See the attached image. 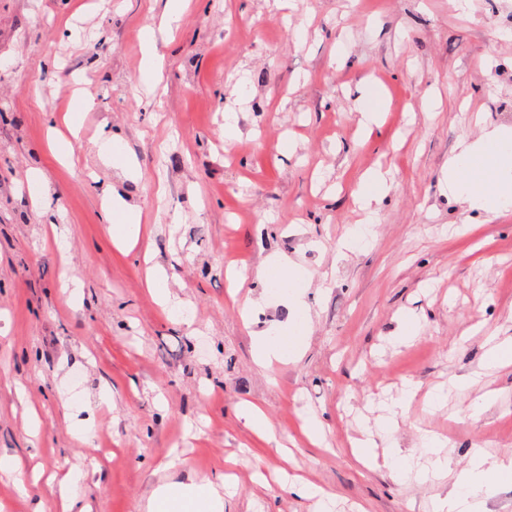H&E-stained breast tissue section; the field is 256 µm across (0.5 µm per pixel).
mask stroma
<instances>
[{
	"label": "stroma",
	"instance_id": "1",
	"mask_svg": "<svg viewBox=\"0 0 512 512\" xmlns=\"http://www.w3.org/2000/svg\"><path fill=\"white\" fill-rule=\"evenodd\" d=\"M289 2L186 0L178 28L156 34L151 78L139 34L165 0H0V456L21 460L0 471V512H60L68 475L92 512H144L156 486L215 480L229 456L247 494L224 512H310L283 483L253 484L258 464L323 487L334 512H430L447 482L363 468L352 439L371 433L412 471L427 431L447 435L456 466L478 448L512 453V366L482 367L487 338L512 336V213L487 221L441 187L461 141L512 125V0L464 13L453 0ZM79 88L94 106L72 133ZM362 89L384 100L379 124L361 116ZM52 127L71 156L49 151ZM106 133L139 178L100 162ZM377 167L391 180L368 215L354 189ZM115 182L140 207L130 251L100 219ZM272 254L305 276L288 290L248 279L241 295L263 303L245 327L226 271ZM152 264L168 307L148 291ZM290 292L307 310L304 353L260 368L251 333L285 319ZM405 313L422 327L408 345ZM410 382L405 416L376 432ZM487 390L498 398L472 420ZM242 401L273 438L237 418ZM310 413L318 445L300 429ZM176 453L186 467L165 470Z\"/></svg>",
	"mask_w": 512,
	"mask_h": 512
}]
</instances>
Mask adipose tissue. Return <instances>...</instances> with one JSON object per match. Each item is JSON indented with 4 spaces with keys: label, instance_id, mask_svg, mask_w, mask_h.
Segmentation results:
<instances>
[{
    "label": "adipose tissue",
    "instance_id": "obj_1",
    "mask_svg": "<svg viewBox=\"0 0 512 512\" xmlns=\"http://www.w3.org/2000/svg\"><path fill=\"white\" fill-rule=\"evenodd\" d=\"M445 192L461 200L468 209L496 218L512 211V126L483 131L473 141H463L448 158L443 177ZM102 218L112 226L116 246L136 243L140 236L141 213L113 188L104 191ZM253 361L262 368L276 362L297 360L303 354L294 337L265 331L254 334ZM444 439L430 437L431 463L419 472L425 482L446 477L453 483L448 493L437 498L433 512H485V498L494 486L512 483V458L503 460L472 455L456 476L448 474V459L439 452ZM240 486L225 479L205 484L168 483L157 487L146 503V512H191L197 500H205L209 512H224L225 497L240 495Z\"/></svg>",
    "mask_w": 512,
    "mask_h": 512
}]
</instances>
